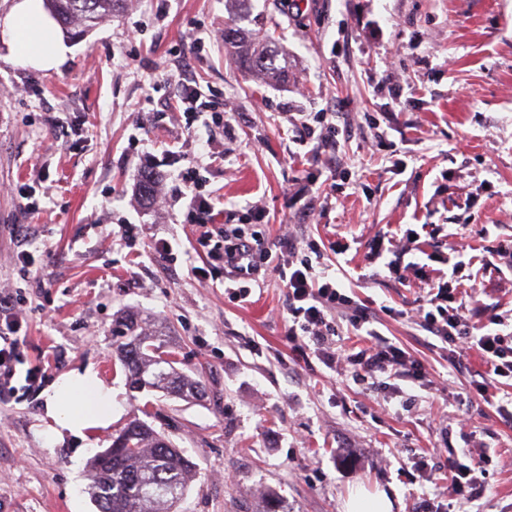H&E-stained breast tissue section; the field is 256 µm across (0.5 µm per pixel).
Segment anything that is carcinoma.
Returning <instances> with one entry per match:
<instances>
[{
	"label": "carcinoma",
	"instance_id": "obj_1",
	"mask_svg": "<svg viewBox=\"0 0 512 512\" xmlns=\"http://www.w3.org/2000/svg\"><path fill=\"white\" fill-rule=\"evenodd\" d=\"M126 0H44L58 23L82 35L123 8ZM237 6L235 24L224 28V40L236 49L246 69L268 79L283 73L278 48L265 36L239 26L248 20L246 0H228ZM118 360L134 391L162 390L168 394L201 398V380L178 372L174 354L165 350L163 333L150 332L134 313L113 324ZM120 440L97 452L87 463L88 489L99 512H177V506L196 477V464L145 421L133 420Z\"/></svg>",
	"mask_w": 512,
	"mask_h": 512
}]
</instances>
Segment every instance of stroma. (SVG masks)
<instances>
[{"label":"stroma","mask_w":512,"mask_h":512,"mask_svg":"<svg viewBox=\"0 0 512 512\" xmlns=\"http://www.w3.org/2000/svg\"><path fill=\"white\" fill-rule=\"evenodd\" d=\"M248 9L252 28L286 50L285 81L238 68L232 48L211 39L230 21L225 0H126L73 40L60 69L0 59V293L25 333L12 387L0 392V512H96L87 462L146 412L197 467L179 512H343L359 486L385 490L394 512L424 502L430 512H512V422L475 399L481 359L450 365L411 317L423 283L365 259L377 235L409 229L420 233L414 261L435 269L462 245L476 259L512 249V0H250ZM184 79L224 102L231 140L212 126L183 130ZM395 85L415 92L392 99ZM332 111L347 177L304 233L347 244L326 263L341 264L345 288L424 364L430 387L405 381L398 396L383 378L357 381L301 357L277 275L265 274L249 303L230 301L223 267L207 263L178 202L181 172L205 165L217 223H244L248 206L262 205L261 230L275 243L294 190L327 169L325 157L299 155L285 115ZM369 114L384 136L377 151ZM210 138L223 152L210 153ZM147 172L168 207L142 204ZM124 224L137 227L125 242ZM161 238L174 259L153 252ZM22 249L35 277L21 269ZM458 277L512 313L511 266L476 262ZM128 311L162 328L177 369L201 377L203 399L129 391L112 336ZM88 366L114 386L112 423L51 442L46 396ZM470 448L492 458L485 489L449 503L428 475Z\"/></svg>","instance_id":"obj_1"}]
</instances>
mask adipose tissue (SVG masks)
Returning <instances> with one entry per match:
<instances>
[{
  "mask_svg": "<svg viewBox=\"0 0 512 512\" xmlns=\"http://www.w3.org/2000/svg\"><path fill=\"white\" fill-rule=\"evenodd\" d=\"M0 44L9 62L36 70L60 68L70 52L43 0H14L0 17ZM115 406L113 387L93 368L71 371L57 379L45 402L47 432L58 440L68 434L85 436L88 430L108 427Z\"/></svg>",
  "mask_w": 512,
  "mask_h": 512,
  "instance_id": "ef3b65f1",
  "label": "adipose tissue"
}]
</instances>
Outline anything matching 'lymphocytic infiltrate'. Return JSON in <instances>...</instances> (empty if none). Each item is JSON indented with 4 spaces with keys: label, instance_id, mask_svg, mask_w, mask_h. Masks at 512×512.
<instances>
[{
    "label": "lymphocytic infiltrate",
    "instance_id": "lymphocytic-infiltrate-1",
    "mask_svg": "<svg viewBox=\"0 0 512 512\" xmlns=\"http://www.w3.org/2000/svg\"><path fill=\"white\" fill-rule=\"evenodd\" d=\"M286 119L298 127L300 142L310 147L313 154L336 149L339 131L333 113L290 112ZM198 243L209 261L223 264L227 273L224 292L238 302H247L261 273L277 272L288 298L287 336L294 348L311 351L329 368L345 363L359 379L384 375L393 380L419 382L424 378L423 364L377 329L376 313L371 306L341 291L335 277L328 274L322 261L325 252L340 255L345 253V246L332 243L324 248L316 240L304 241L288 234L273 248L253 224L205 228L199 234ZM277 250L287 253V262L275 263L273 253ZM424 282L428 291L419 310L420 328L441 342L451 364H459L462 358L473 354L480 357L487 378L476 382V394L483 402L494 403L498 381L512 382V330L504 328V319L498 313L489 314L487 322L481 324L470 322L459 301L464 291L461 281L441 274L425 277ZM342 321L364 332L368 344L341 359L332 351L330 338ZM20 331V320L11 299L0 296V384H10L14 378L10 362L21 342ZM468 455L473 459L472 464L457 460L448 463L450 498L474 496L482 487L480 462L486 457L485 451L472 448Z\"/></svg>",
    "mask_w": 512,
    "mask_h": 512
}]
</instances>
